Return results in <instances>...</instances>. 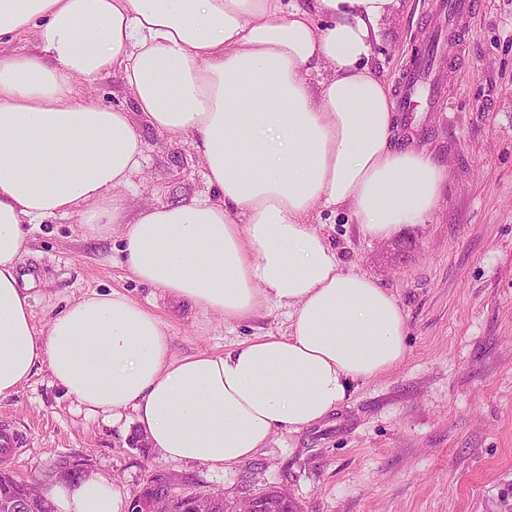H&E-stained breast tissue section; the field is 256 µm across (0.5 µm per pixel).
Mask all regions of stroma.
<instances>
[{
  "label": "stroma",
  "instance_id": "obj_1",
  "mask_svg": "<svg viewBox=\"0 0 512 512\" xmlns=\"http://www.w3.org/2000/svg\"><path fill=\"white\" fill-rule=\"evenodd\" d=\"M438 0H400L374 47L373 66L398 86L407 62L436 41L439 107L401 112L397 135L448 167L431 220L387 243L365 239L344 211L313 222L344 269L376 278L407 320V357L353 383L323 422L277 432L250 460L224 469L163 457L125 421L89 416L37 367L0 398V421L27 442L0 469L48 481L65 461L84 463L133 499L150 474L188 492L228 498L279 486L298 512H512V0H481L462 49L448 45ZM142 171L125 188L129 212L205 195L190 143L143 128ZM119 236L83 235L77 217L27 227L20 271L32 276V316L83 293L118 290L156 305L175 355L219 353L268 333L285 334V309L270 306L228 325L214 314L161 299L131 278Z\"/></svg>",
  "mask_w": 512,
  "mask_h": 512
}]
</instances>
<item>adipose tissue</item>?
<instances>
[{
    "label": "adipose tissue",
    "instance_id": "obj_1",
    "mask_svg": "<svg viewBox=\"0 0 512 512\" xmlns=\"http://www.w3.org/2000/svg\"><path fill=\"white\" fill-rule=\"evenodd\" d=\"M400 0H0V397L46 365L88 413L131 419L162 456L224 469L298 432L407 354L397 299L344 270L315 229L348 209L390 240L440 207L448 169L400 146L395 99L372 67ZM115 76L138 109L77 84ZM191 141L205 197L128 216L142 126ZM78 215L120 233L128 271L162 298L235 323L275 305L289 333L175 356L154 307L119 291L72 298L36 331L19 282L24 227ZM57 512H122L94 473L58 481Z\"/></svg>",
    "mask_w": 512,
    "mask_h": 512
}]
</instances>
